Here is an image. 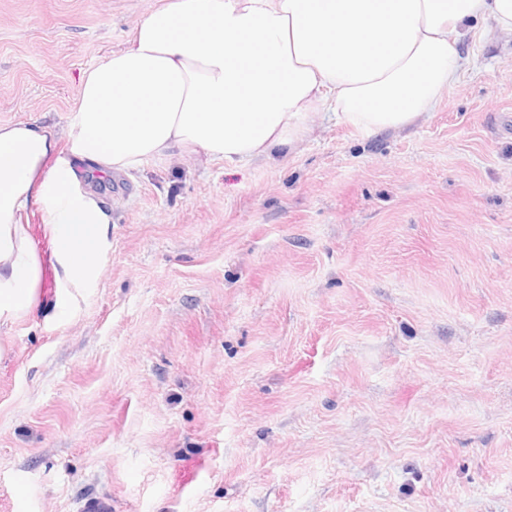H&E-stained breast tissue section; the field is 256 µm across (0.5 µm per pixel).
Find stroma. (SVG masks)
Instances as JSON below:
<instances>
[{"label":"stroma","mask_w":512,"mask_h":512,"mask_svg":"<svg viewBox=\"0 0 512 512\" xmlns=\"http://www.w3.org/2000/svg\"><path fill=\"white\" fill-rule=\"evenodd\" d=\"M165 2L0 0V122L65 126ZM461 53L401 131L89 174L95 291L0 327V512H512V38Z\"/></svg>","instance_id":"35a3bbf8"}]
</instances>
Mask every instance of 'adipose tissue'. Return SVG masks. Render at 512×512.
I'll return each mask as SVG.
<instances>
[{"label":"adipose tissue","instance_id":"adipose-tissue-1","mask_svg":"<svg viewBox=\"0 0 512 512\" xmlns=\"http://www.w3.org/2000/svg\"><path fill=\"white\" fill-rule=\"evenodd\" d=\"M512 37V0H169L81 79L64 130L0 123V327L73 317L101 274L110 211L81 181L193 153L292 149L323 115L372 135L418 123L456 83L478 22ZM38 205L41 256L21 215Z\"/></svg>","mask_w":512,"mask_h":512}]
</instances>
